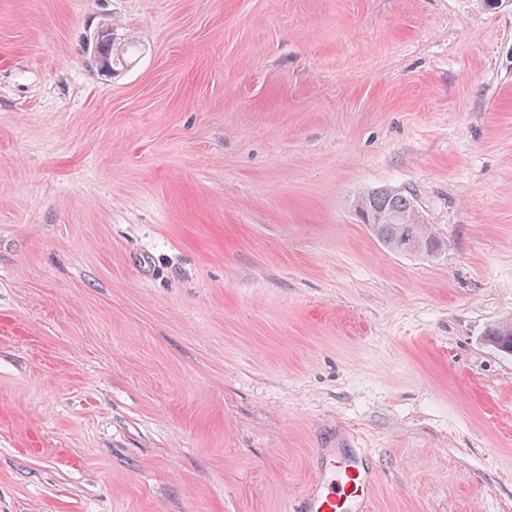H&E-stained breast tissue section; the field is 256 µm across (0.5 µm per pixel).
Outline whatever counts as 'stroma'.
Here are the masks:
<instances>
[{
  "label": "stroma",
  "instance_id": "stroma-1",
  "mask_svg": "<svg viewBox=\"0 0 512 512\" xmlns=\"http://www.w3.org/2000/svg\"><path fill=\"white\" fill-rule=\"evenodd\" d=\"M505 320L512 0H0V512H512ZM101 31L102 33L112 31V42L107 37H100L98 39V43L96 46V54L99 58V62L97 67L101 70V67L105 64V62L109 61L112 64V72H114L118 68H123L124 65L128 64V58L136 52L137 45L133 41H127L122 45L121 43L116 44V37H114V28L112 27V25H106L102 28ZM98 58H95L92 55V61L94 63H96V60L98 61ZM417 207L410 194L391 188L371 191L362 197L359 212L365 224H371L380 242L394 252H404L412 243L416 255H431L439 248L437 238L426 224L415 220ZM488 341L499 351L512 354V322L495 325L488 331ZM321 477L305 495L291 505V512H366L372 479L361 456H322Z\"/></svg>",
  "mask_w": 512,
  "mask_h": 512
}]
</instances>
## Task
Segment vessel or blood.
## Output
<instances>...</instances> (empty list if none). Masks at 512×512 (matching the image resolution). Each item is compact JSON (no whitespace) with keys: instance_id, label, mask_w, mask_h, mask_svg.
I'll list each match as a JSON object with an SVG mask.
<instances>
[{"instance_id":"obj_1","label":"vessel or blood","mask_w":512,"mask_h":512,"mask_svg":"<svg viewBox=\"0 0 512 512\" xmlns=\"http://www.w3.org/2000/svg\"><path fill=\"white\" fill-rule=\"evenodd\" d=\"M372 479L363 457L326 454L321 477L290 512H367Z\"/></svg>"}]
</instances>
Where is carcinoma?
<instances>
[{"instance_id": "carcinoma-1", "label": "carcinoma", "mask_w": 512, "mask_h": 512, "mask_svg": "<svg viewBox=\"0 0 512 512\" xmlns=\"http://www.w3.org/2000/svg\"><path fill=\"white\" fill-rule=\"evenodd\" d=\"M137 45L128 41L118 44L107 37L98 39L96 54L98 66L105 62L117 70L127 64ZM359 212L364 223L371 225L377 238L388 249L402 252L410 245L419 255H430L439 248L437 238L425 224H414L416 205L410 194L391 188L374 190L362 197ZM488 341L499 351L512 354V322H505L488 331Z\"/></svg>"}]
</instances>
